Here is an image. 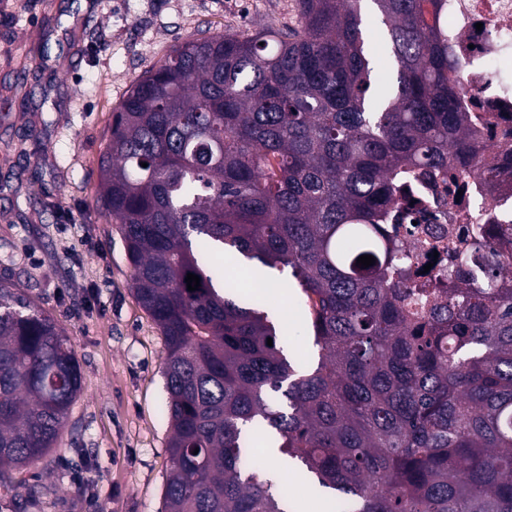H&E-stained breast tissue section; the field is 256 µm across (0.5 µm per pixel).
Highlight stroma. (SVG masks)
<instances>
[{
	"mask_svg": "<svg viewBox=\"0 0 512 512\" xmlns=\"http://www.w3.org/2000/svg\"><path fill=\"white\" fill-rule=\"evenodd\" d=\"M296 22V0H0V278L59 322L82 378L36 512L163 509V337L96 204L113 109L186 41ZM271 279L249 287L285 352L316 364L301 289L290 270Z\"/></svg>",
	"mask_w": 512,
	"mask_h": 512,
	"instance_id": "1",
	"label": "stroma"
}]
</instances>
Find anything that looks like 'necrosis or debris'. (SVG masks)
<instances>
[{
	"instance_id": "necrosis-or-debris-1",
	"label": "necrosis or debris",
	"mask_w": 512,
	"mask_h": 512,
	"mask_svg": "<svg viewBox=\"0 0 512 512\" xmlns=\"http://www.w3.org/2000/svg\"><path fill=\"white\" fill-rule=\"evenodd\" d=\"M449 49L461 63L462 94L472 112H492L499 128L512 129V77L502 76L498 63L512 59V0H448ZM412 186L424 195L422 207L394 204V220L385 232L409 253L413 266L428 267L429 279H437L447 268L448 257L430 262L423 242L425 226H454L458 236H466L471 225L489 223L484 201L512 203V165L502 164L489 180H468L463 205L467 221H460L448 205V186L438 180H416Z\"/></svg>"
}]
</instances>
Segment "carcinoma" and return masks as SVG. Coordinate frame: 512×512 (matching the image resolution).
<instances>
[{
  "mask_svg": "<svg viewBox=\"0 0 512 512\" xmlns=\"http://www.w3.org/2000/svg\"><path fill=\"white\" fill-rule=\"evenodd\" d=\"M391 60L367 51L366 2ZM448 0H298V23L185 42L129 88L99 158L136 298L164 338V512H289L250 451L276 443L348 512H512V213L429 288L383 229L410 170L491 169L493 113L461 109ZM453 152H448V146ZM448 234L429 254L453 249ZM291 269L319 348L302 370L210 258ZM372 255L374 265H357ZM200 278L187 290L186 275ZM272 345H267V339ZM57 321L0 282V497L36 469L81 392Z\"/></svg>",
  "mask_w": 512,
  "mask_h": 512,
  "instance_id": "carcinoma-1",
  "label": "carcinoma"
}]
</instances>
